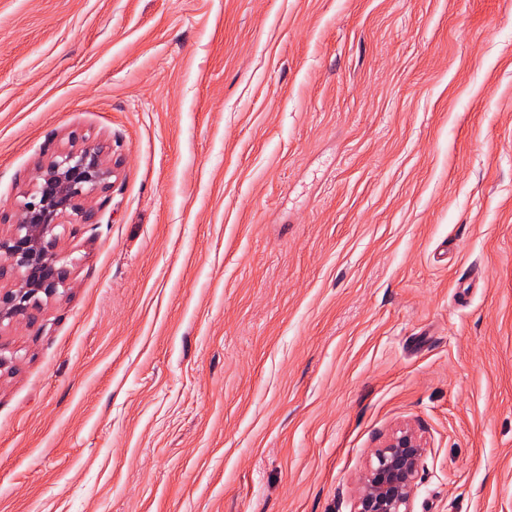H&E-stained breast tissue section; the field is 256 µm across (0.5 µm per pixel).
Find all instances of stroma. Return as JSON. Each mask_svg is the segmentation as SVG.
<instances>
[{"label":"stroma","instance_id":"1","mask_svg":"<svg viewBox=\"0 0 512 512\" xmlns=\"http://www.w3.org/2000/svg\"><path fill=\"white\" fill-rule=\"evenodd\" d=\"M74 134L0 512H512V0H0L1 211ZM424 455L420 438L409 429L394 433L374 452L363 474L354 512H413L416 475Z\"/></svg>","mask_w":512,"mask_h":512}]
</instances>
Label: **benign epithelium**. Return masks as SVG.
<instances>
[{
	"mask_svg": "<svg viewBox=\"0 0 512 512\" xmlns=\"http://www.w3.org/2000/svg\"><path fill=\"white\" fill-rule=\"evenodd\" d=\"M112 168L101 151L76 136L38 172L35 188L17 207L12 229L0 233V326L38 309L39 295L49 296L65 281L57 266L54 228L70 219L93 223L88 198L109 187ZM13 272L19 281L1 284ZM424 455L420 438L409 429L394 433L375 450L363 474L354 512H412L416 475Z\"/></svg>",
	"mask_w": 512,
	"mask_h": 512,
	"instance_id": "1",
	"label": "benign epithelium"
}]
</instances>
